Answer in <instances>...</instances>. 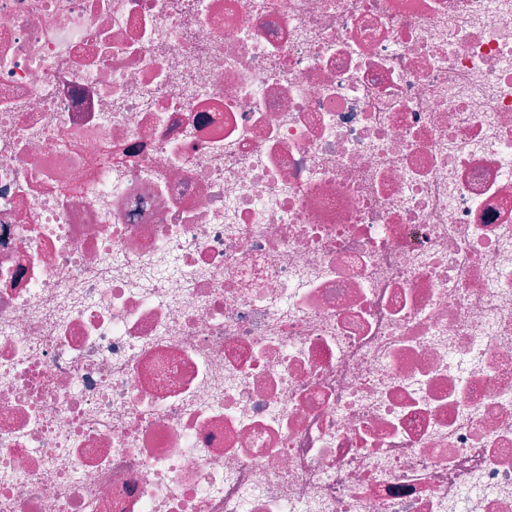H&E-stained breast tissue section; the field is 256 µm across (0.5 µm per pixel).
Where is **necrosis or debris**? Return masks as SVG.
<instances>
[{
    "instance_id": "obj_1",
    "label": "necrosis or debris",
    "mask_w": 512,
    "mask_h": 512,
    "mask_svg": "<svg viewBox=\"0 0 512 512\" xmlns=\"http://www.w3.org/2000/svg\"><path fill=\"white\" fill-rule=\"evenodd\" d=\"M0 512H512V0H0Z\"/></svg>"
}]
</instances>
